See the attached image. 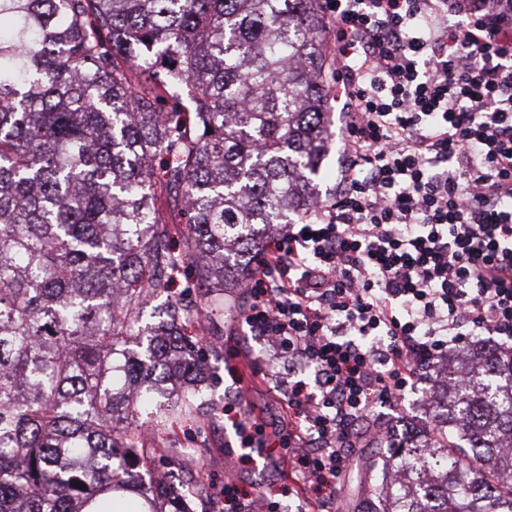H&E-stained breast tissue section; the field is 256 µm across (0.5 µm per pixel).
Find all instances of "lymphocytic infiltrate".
Returning a JSON list of instances; mask_svg holds the SVG:
<instances>
[{"mask_svg":"<svg viewBox=\"0 0 512 512\" xmlns=\"http://www.w3.org/2000/svg\"><path fill=\"white\" fill-rule=\"evenodd\" d=\"M345 115L336 195L265 242L237 315L267 338L281 426L238 409L237 442L279 448L278 493L225 480L224 512H335L352 421L392 407L490 336L512 350V0H319Z\"/></svg>","mask_w":512,"mask_h":512,"instance_id":"1","label":"lymphocytic infiltrate"}]
</instances>
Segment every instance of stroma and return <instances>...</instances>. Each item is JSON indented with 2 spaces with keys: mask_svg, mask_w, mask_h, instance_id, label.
Returning <instances> with one entry per match:
<instances>
[{
  "mask_svg": "<svg viewBox=\"0 0 512 512\" xmlns=\"http://www.w3.org/2000/svg\"><path fill=\"white\" fill-rule=\"evenodd\" d=\"M213 346L208 354V363L213 375L200 394L206 404L203 416H188L175 425L166 428L151 426L147 415H140L139 421L147 425L148 432L156 440L174 448L170 461L161 463L162 471H176L183 486L191 494L197 512H215L216 500L212 498V488L222 485L227 471H234L240 487L247 491H269L288 480V469L280 463L258 462L253 466H241L234 456L227 453L229 442L235 434L224 416L225 405L245 406L263 413L271 425H278L283 410L277 396L262 381H255L247 390H240L228 373L226 354L238 350L236 364L239 369H248L251 362L259 360L261 347L254 337L243 335L233 313H225L223 319L215 323L209 338ZM418 394L407 395L396 410L376 409L374 418L391 429L396 437L420 436L425 434L431 408L419 405ZM382 443L357 451L359 461L346 472L340 512H353L363 506L371 496L370 484L364 472L363 462L384 455ZM206 466L211 474V484L199 482V466Z\"/></svg>",
  "mask_w": 512,
  "mask_h": 512,
  "instance_id": "stroma-1",
  "label": "stroma"
}]
</instances>
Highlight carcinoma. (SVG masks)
<instances>
[{
  "mask_svg": "<svg viewBox=\"0 0 512 512\" xmlns=\"http://www.w3.org/2000/svg\"><path fill=\"white\" fill-rule=\"evenodd\" d=\"M322 27L318 0H0V512H193L177 473L148 479L169 449L134 419L203 411V337L265 235L322 201ZM461 353L447 443L372 461L366 512H512V354Z\"/></svg>",
  "mask_w": 512,
  "mask_h": 512,
  "instance_id": "1",
  "label": "carcinoma"
}]
</instances>
